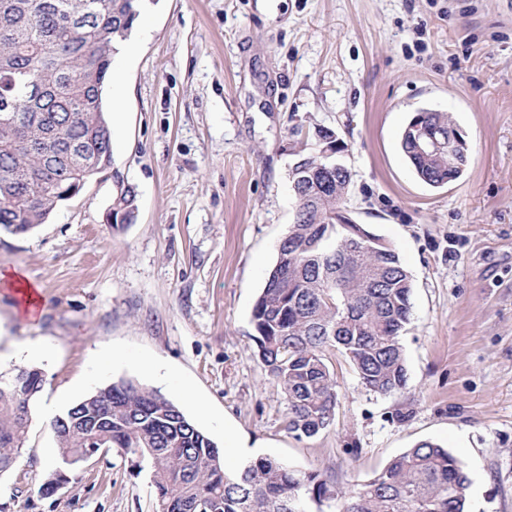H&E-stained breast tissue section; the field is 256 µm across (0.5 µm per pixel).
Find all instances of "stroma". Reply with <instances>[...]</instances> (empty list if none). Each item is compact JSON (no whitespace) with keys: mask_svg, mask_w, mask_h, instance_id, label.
<instances>
[{"mask_svg":"<svg viewBox=\"0 0 512 512\" xmlns=\"http://www.w3.org/2000/svg\"><path fill=\"white\" fill-rule=\"evenodd\" d=\"M117 59L112 164L33 232L0 234V271L40 288L35 317L0 281V370L51 350L0 512H153L149 468L117 451L39 487L58 448L44 413L122 378L160 390L224 448L317 472L350 493L423 440L469 479L466 512H512V0H145ZM449 113L462 176L421 181L400 150L415 112ZM332 129L346 208L412 276L408 385L367 390L340 352L335 420L296 439L259 361L253 306L294 221L288 170ZM137 216L106 221L117 182ZM153 362L155 372L140 364Z\"/></svg>","mask_w":512,"mask_h":512,"instance_id":"1","label":"stroma"}]
</instances>
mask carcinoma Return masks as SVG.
<instances>
[{"label": "carcinoma", "mask_w": 512, "mask_h": 512, "mask_svg": "<svg viewBox=\"0 0 512 512\" xmlns=\"http://www.w3.org/2000/svg\"><path fill=\"white\" fill-rule=\"evenodd\" d=\"M142 0H0V233L45 223L87 180L112 163L104 86L115 44L125 40ZM430 133H455L445 112L422 113ZM401 149L433 187L457 180L461 154L423 156L408 133ZM289 172L293 224L252 311L257 356L287 400L286 428L313 438L334 420L336 380L328 353L340 351L369 390L406 388L400 336L411 316L412 277L396 251L362 224L336 223L351 174L320 155ZM113 199L131 224L137 192L120 183ZM366 235L370 250L352 247ZM45 384L41 371L0 378V472L9 469ZM58 464L74 467L103 450L149 463L154 512H306L307 501L336 499L338 512H465L469 480L440 445L422 441L347 495L317 472L267 457L229 474L216 443L158 389L121 379L50 421ZM94 449L89 453L88 449Z\"/></svg>", "instance_id": "carcinoma-1"}]
</instances>
